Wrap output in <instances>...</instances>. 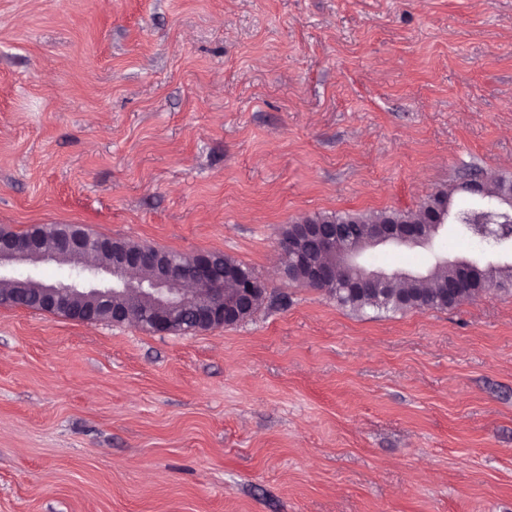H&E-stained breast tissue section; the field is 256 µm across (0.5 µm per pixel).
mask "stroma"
Segmentation results:
<instances>
[{
  "instance_id": "obj_1",
  "label": "stroma",
  "mask_w": 512,
  "mask_h": 512,
  "mask_svg": "<svg viewBox=\"0 0 512 512\" xmlns=\"http://www.w3.org/2000/svg\"><path fill=\"white\" fill-rule=\"evenodd\" d=\"M470 173L512 177V0H0V228L265 289L202 333L0 305V512H512V288L355 311L271 264L283 227Z\"/></svg>"
}]
</instances>
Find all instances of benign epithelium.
I'll list each match as a JSON object with an SVG mask.
<instances>
[{"mask_svg": "<svg viewBox=\"0 0 512 512\" xmlns=\"http://www.w3.org/2000/svg\"><path fill=\"white\" fill-rule=\"evenodd\" d=\"M425 220L421 224H405L399 229L390 225L380 226L373 239V246L403 247L429 242L439 228L455 221L452 206L443 203L424 208ZM296 237L309 242V249H296L295 237L281 236L278 248L294 258L295 262L308 265L313 280L333 281L336 269L359 266L360 252L356 249H336V234L325 230L319 222L306 218L295 225ZM114 241L100 239L91 245L76 231L57 235L49 245L43 246L39 239L28 237L17 239L0 236V282H8L13 276L1 273L11 267H31L40 264L74 265L78 273L66 283H40L36 302L45 310H54L65 304L67 298L82 296L91 301L79 312L78 321L98 322L100 313L96 302L115 294H135L151 301L149 327L152 332L164 335L172 332L174 315L190 306L198 308L194 325L188 331L200 330L205 325L210 329L227 327L239 323L253 313L263 299L264 292L257 288L254 280L243 276L234 267L224 271V277L214 275V258L210 251H198L193 260V281L174 273L163 253L153 248L127 250L105 263L92 260L98 253H112ZM236 281L238 292L235 298L224 300V279ZM390 279L382 270L359 271V274L343 283V288L358 293Z\"/></svg>", "mask_w": 512, "mask_h": 512, "instance_id": "benign-epithelium-1", "label": "benign epithelium"}]
</instances>
